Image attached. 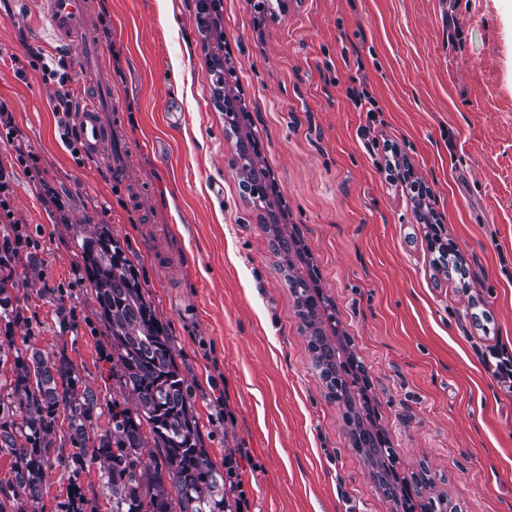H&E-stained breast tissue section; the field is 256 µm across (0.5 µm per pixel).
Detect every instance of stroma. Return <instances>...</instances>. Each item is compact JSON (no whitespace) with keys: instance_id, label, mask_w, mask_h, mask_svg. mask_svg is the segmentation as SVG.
<instances>
[{"instance_id":"35a3bbf8","label":"stroma","mask_w":512,"mask_h":512,"mask_svg":"<svg viewBox=\"0 0 512 512\" xmlns=\"http://www.w3.org/2000/svg\"><path fill=\"white\" fill-rule=\"evenodd\" d=\"M220 24L259 160L311 254L338 331L365 368L400 475L424 474L453 512H512V393L478 360L512 348V0H222ZM36 0H0V100L61 222L23 169L14 215L40 249L15 263L26 323L16 351L66 360L112 409L107 331L80 255L82 224H108L171 336L216 465L248 449L246 512H394L352 447L343 409L312 366L294 297L260 210L245 195L236 138L207 65L197 0H93L105 63L50 50ZM72 90H115L128 170L113 181L61 138L45 68ZM366 90L372 110L349 88ZM393 143L457 248L435 262L416 201L387 174ZM227 402H220V394ZM59 419L42 512L69 489ZM86 512H112L99 460L78 480ZM14 158L16 160L14 164L23 168L24 171L27 174H30L32 177L36 176L39 178L40 186L43 189L46 197L49 199V202H51L58 211L60 220L62 222H67L68 216L65 214L67 204L63 198L55 191V189L41 178V170L38 166L37 156L31 151L27 150L26 146H24L21 142H17L15 144Z\"/></svg>"}]
</instances>
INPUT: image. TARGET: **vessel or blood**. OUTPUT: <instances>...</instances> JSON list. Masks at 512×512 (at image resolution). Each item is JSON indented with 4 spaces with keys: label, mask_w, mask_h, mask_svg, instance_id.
Segmentation results:
<instances>
[{
    "label": "vessel or blood",
    "mask_w": 512,
    "mask_h": 512,
    "mask_svg": "<svg viewBox=\"0 0 512 512\" xmlns=\"http://www.w3.org/2000/svg\"><path fill=\"white\" fill-rule=\"evenodd\" d=\"M38 18L44 21L56 48H78L84 67L100 64L102 50L90 28L89 0H39ZM100 94L86 96L77 118V131L89 156L109 166L115 180H124L126 171L112 157V144L121 140L125 130L112 121L100 103Z\"/></svg>",
    "instance_id": "vessel-or-blood-1"
}]
</instances>
